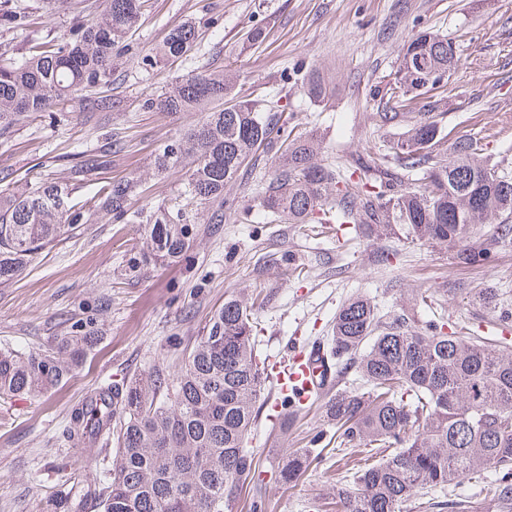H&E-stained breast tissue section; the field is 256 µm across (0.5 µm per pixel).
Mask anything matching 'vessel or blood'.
I'll return each mask as SVG.
<instances>
[{
    "label": "vessel or blood",
    "mask_w": 512,
    "mask_h": 512,
    "mask_svg": "<svg viewBox=\"0 0 512 512\" xmlns=\"http://www.w3.org/2000/svg\"><path fill=\"white\" fill-rule=\"evenodd\" d=\"M322 355V350L315 345H291L287 355L274 369L281 393L294 395L302 403L318 393L322 382L331 378L330 371L321 361Z\"/></svg>",
    "instance_id": "b4317fda"
}]
</instances>
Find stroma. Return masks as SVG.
Instances as JSON below:
<instances>
[{
  "mask_svg": "<svg viewBox=\"0 0 512 512\" xmlns=\"http://www.w3.org/2000/svg\"><path fill=\"white\" fill-rule=\"evenodd\" d=\"M28 25L1 29L0 47L19 54L46 31L63 33L71 11L50 15L41 0H26ZM203 23L202 38L174 63L145 66L142 58L169 27ZM262 28L263 42L246 33ZM446 36L460 63L447 84L431 91L446 142H480L498 171L512 174V0H148L140 26L115 61L111 105L89 110L74 102L62 112H36L0 137V178L19 185L48 179L68 186L74 201L91 200L110 181L139 176L140 193L123 218L87 210L76 228L34 255L22 274L0 283V343L29 350L54 340L72 322L103 318L106 332L83 366L46 394L0 402V512H51L58 494L80 499L98 481L114 448L77 449L65 426L72 409L103 382L160 367L177 373L225 297L265 287L258 312L260 357L282 356L290 337L325 340L341 305L361 294L382 312L407 314L416 324L447 323L464 336L512 347V242L498 244L487 261L462 264L452 251L386 237L365 229L337 230L310 221L285 224L257 204L258 183L270 177L282 151L261 150L252 171L224 190V221L185 193V169L155 173L153 157L200 116L153 112L145 102L172 79L230 69L238 99L269 105L293 134L317 132L321 163L363 167L367 153L398 138L401 126H378L388 101L402 44L419 28ZM329 87L324 100L301 91L308 75ZM111 143L108 163L83 181L70 178L73 154ZM180 207L194 227L177 261L130 269L143 246L146 215ZM250 208L248 221L239 212ZM498 305L485 303L486 291ZM323 427L310 407L288 435L259 415L247 446L265 473L267 512H336L324 491L335 470L306 471L295 488L275 478L289 455L302 451Z\"/></svg>",
  "mask_w": 512,
  "mask_h": 512,
  "instance_id": "35a3bbf8",
  "label": "stroma"
}]
</instances>
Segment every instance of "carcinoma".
<instances>
[{"instance_id": "obj_1", "label": "carcinoma", "mask_w": 512, "mask_h": 512, "mask_svg": "<svg viewBox=\"0 0 512 512\" xmlns=\"http://www.w3.org/2000/svg\"><path fill=\"white\" fill-rule=\"evenodd\" d=\"M147 0H103L94 12H78L68 31L31 45L20 56L0 52V136L33 112H52L74 96L89 99L112 85L114 50L138 27ZM29 14L23 0H0V27L21 29ZM199 25L171 26L162 44L144 56L154 66L181 58L196 46ZM458 57L448 39L418 31L399 51L393 104L377 113L386 126L400 116L408 96L447 82ZM233 76L222 71L188 74L171 89L147 99L155 112H198L202 119L155 155L162 173L187 167L192 202L224 222V188L249 167L257 150L286 144L260 204L287 224H307L314 215L337 224H363L383 236L404 230L410 240L444 246L463 263L489 257L491 246L512 239V176L493 169L473 139L456 140L434 152L440 128L427 101L407 125L404 137L387 146L374 163L368 185L343 178L317 161L322 141L314 134L291 139L275 112L234 100ZM303 94L320 101L325 82L312 77ZM112 154V144L79 154L70 167L82 181ZM425 171L424 184L405 185ZM138 180L109 182L97 192L96 208L122 216ZM82 212L70 190L51 181L23 192L0 191V281L18 277L46 245L74 224ZM485 224L491 238H472ZM145 241L131 268L148 260L180 258L192 225L156 214L144 227ZM261 293L231 295L206 321L180 370L154 368L121 382L100 385L72 409L67 434L81 445L116 442L102 478L88 490L101 512H224L245 482H252V512H263L264 482L248 436L271 385L270 364L257 353ZM101 327L79 323L37 349L0 347V401L44 394L65 382L98 343ZM333 386L320 397L324 424L333 430L336 454L366 450L355 471L327 488L336 512H512V350L476 336L448 334L428 321L418 328L402 315L385 321L373 302L354 296L340 307L326 352ZM327 461L306 448L279 470L294 483L313 464ZM470 479L482 501L435 499Z\"/></svg>"}]
</instances>
